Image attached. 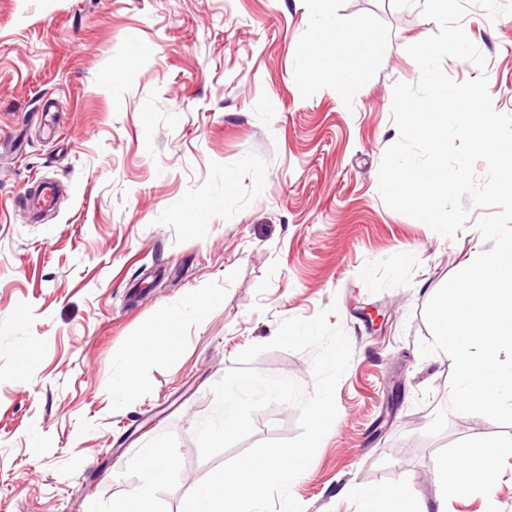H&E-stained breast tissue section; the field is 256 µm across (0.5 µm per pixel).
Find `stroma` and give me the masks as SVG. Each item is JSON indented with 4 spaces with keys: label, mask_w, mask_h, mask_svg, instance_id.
<instances>
[{
    "label": "stroma",
    "mask_w": 512,
    "mask_h": 512,
    "mask_svg": "<svg viewBox=\"0 0 512 512\" xmlns=\"http://www.w3.org/2000/svg\"><path fill=\"white\" fill-rule=\"evenodd\" d=\"M485 67L445 59L462 83L486 76L512 115V0H464ZM340 20L319 39L313 17ZM391 0H0V512H110L140 484L142 457L167 448L155 512L258 442L299 432L298 409L258 411L253 433L207 460L194 436L213 385L280 320L330 325L352 358L337 417L291 492L305 512H387L410 482L447 512H512V450L492 495L445 494L433 463L470 461L512 437L453 413V363L424 308L486 245L473 206L449 239L389 208L378 190L396 83H416L407 45L437 33ZM57 184L42 224L22 205ZM191 319L171 312L194 291ZM163 337L113 405L112 358ZM252 369L312 392L310 353L274 349Z\"/></svg>",
    "instance_id": "obj_1"
}]
</instances>
